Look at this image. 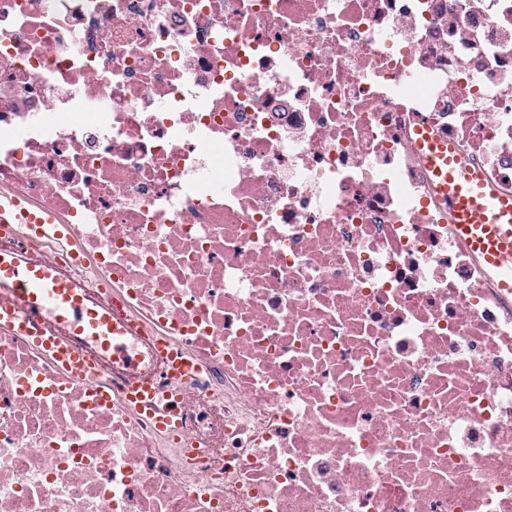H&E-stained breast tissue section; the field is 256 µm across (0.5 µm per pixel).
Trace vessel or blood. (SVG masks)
I'll return each mask as SVG.
<instances>
[{"label": "vessel or blood", "instance_id": "vessel-or-blood-1", "mask_svg": "<svg viewBox=\"0 0 512 512\" xmlns=\"http://www.w3.org/2000/svg\"><path fill=\"white\" fill-rule=\"evenodd\" d=\"M417 145L425 150L426 166L438 180L437 199L456 233L494 273L499 287L512 291V196L488 189L479 171L446 144L424 134ZM17 224L27 225L38 237L60 235L62 228L53 211L0 194V232L10 233ZM0 287L8 290L7 297L0 299V328L29 337L70 375L90 378L95 370L69 343L43 335L38 322L45 316H57L70 331L98 337L105 349L124 356L125 327L90 308L53 264L24 263L13 254L0 253ZM124 400L143 409L153 407L160 395L150 385L134 384L125 389Z\"/></svg>", "mask_w": 512, "mask_h": 512}]
</instances>
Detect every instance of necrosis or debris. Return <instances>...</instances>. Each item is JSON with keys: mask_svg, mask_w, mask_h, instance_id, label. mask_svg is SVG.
<instances>
[{"mask_svg": "<svg viewBox=\"0 0 512 512\" xmlns=\"http://www.w3.org/2000/svg\"><path fill=\"white\" fill-rule=\"evenodd\" d=\"M421 124L512 194V0H0V190L64 221L0 251L138 355L0 329V512H512V293ZM124 400L127 404L137 408H152L161 399L168 400L169 396H160L159 393L148 384H134L124 391Z\"/></svg>", "mask_w": 512, "mask_h": 512, "instance_id": "1", "label": "necrosis or debris"}]
</instances>
